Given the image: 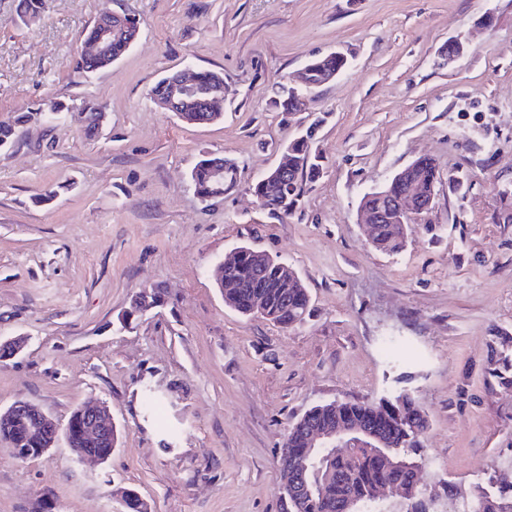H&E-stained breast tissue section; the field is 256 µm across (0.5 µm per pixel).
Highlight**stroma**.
<instances>
[{
	"label": "stroma",
	"instance_id": "35a3bbf8",
	"mask_svg": "<svg viewBox=\"0 0 512 512\" xmlns=\"http://www.w3.org/2000/svg\"><path fill=\"white\" fill-rule=\"evenodd\" d=\"M0 0V121L60 101L104 108L88 131L66 115L25 126L0 153V408L58 424L100 400L120 428L107 462L66 442L19 459L0 445V512H288L276 460L294 418L334 400L408 391L425 409V480L457 504L512 461V388L485 377L496 331L512 336V0H46L17 24ZM139 35L95 74L74 70L103 8ZM492 26H485L486 17ZM465 50L449 60L448 45ZM348 67L287 114L270 101L312 58ZM223 73L224 117L188 125L149 90L185 66ZM320 178L273 218L251 185L309 113ZM224 157L223 195L197 196L201 154ZM421 156L437 197L404 251H374L361 197ZM460 174L459 190L448 187ZM249 245L295 268L311 316L288 329L227 307L216 266ZM154 294L155 306L133 312ZM162 400L143 410V391Z\"/></svg>",
	"mask_w": 512,
	"mask_h": 512
}]
</instances>
